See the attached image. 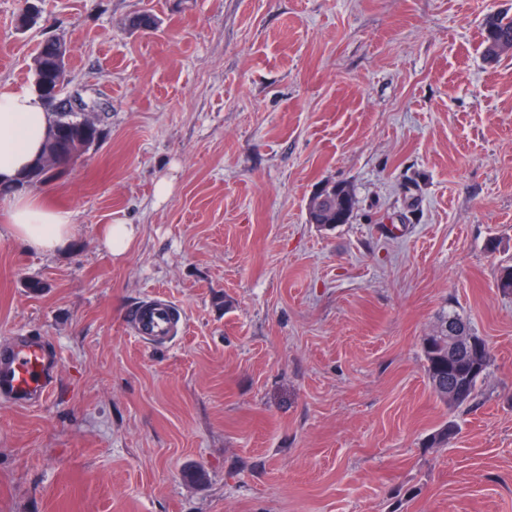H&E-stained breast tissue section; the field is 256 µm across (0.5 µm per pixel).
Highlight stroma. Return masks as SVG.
<instances>
[{
	"label": "stroma",
	"mask_w": 512,
	"mask_h": 512,
	"mask_svg": "<svg viewBox=\"0 0 512 512\" xmlns=\"http://www.w3.org/2000/svg\"><path fill=\"white\" fill-rule=\"evenodd\" d=\"M22 7L0 0V89L60 37L108 135L30 189L66 248L0 219V347L61 357L50 404L0 401V512H512V52L482 45L512 0H41L21 30ZM330 183L356 204L326 229ZM152 296L175 339L130 334ZM449 310L491 353L469 409L425 373ZM135 237L133 224H127L122 219H115L108 224L103 233V244L112 256H123L131 246Z\"/></svg>",
	"instance_id": "obj_1"
}]
</instances>
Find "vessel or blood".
<instances>
[{"label":"vessel or blood","mask_w":512,"mask_h":512,"mask_svg":"<svg viewBox=\"0 0 512 512\" xmlns=\"http://www.w3.org/2000/svg\"><path fill=\"white\" fill-rule=\"evenodd\" d=\"M135 334L149 342L174 338L180 320L166 300L147 301L130 318ZM60 363L57 351L32 336L13 337L0 348V399L20 407L42 406L51 398Z\"/></svg>","instance_id":"b4317fda"}]
</instances>
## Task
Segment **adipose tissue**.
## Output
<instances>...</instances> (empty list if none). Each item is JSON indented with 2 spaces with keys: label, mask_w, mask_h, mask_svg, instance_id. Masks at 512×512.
<instances>
[{
  "label": "adipose tissue",
  "mask_w": 512,
  "mask_h": 512,
  "mask_svg": "<svg viewBox=\"0 0 512 512\" xmlns=\"http://www.w3.org/2000/svg\"><path fill=\"white\" fill-rule=\"evenodd\" d=\"M51 120L36 93L0 90V183L11 184L40 156ZM0 211L12 235L31 251L54 253L73 236L70 212L49 207L40 198L8 192L0 198Z\"/></svg>",
  "instance_id": "1"
}]
</instances>
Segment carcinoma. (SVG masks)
Instances as JSON below:
<instances>
[{
	"mask_svg": "<svg viewBox=\"0 0 512 512\" xmlns=\"http://www.w3.org/2000/svg\"><path fill=\"white\" fill-rule=\"evenodd\" d=\"M159 18L143 11L133 16L129 26L135 30H151L158 27ZM512 44V16L493 13L486 17L484 25V59L494 63L504 55V45ZM58 66L57 41L54 38L43 42L33 58L35 86L46 83L55 84V72ZM64 92L55 96L52 108L53 124L45 145L43 155L18 179L21 187H33L63 175L69 163L81 152L98 145L107 136L106 127L101 117L92 123L83 120L77 112L66 111L60 99ZM321 196L330 202V206L318 215L322 224H345L343 212H352L355 200L350 189L344 185H335L321 191ZM461 324L463 320L454 311L443 314L438 329L423 339V357L425 371L432 391L441 403L450 409L469 405L475 398L479 380L483 378L491 361L489 347L478 360V369L467 379L468 389L465 397L456 403L448 402V324ZM458 426L453 419L443 422L428 438L429 446L442 447L456 435Z\"/></svg>",
	"mask_w": 512,
	"mask_h": 512,
	"instance_id": "cac0c4a2",
	"label": "carcinoma"
}]
</instances>
